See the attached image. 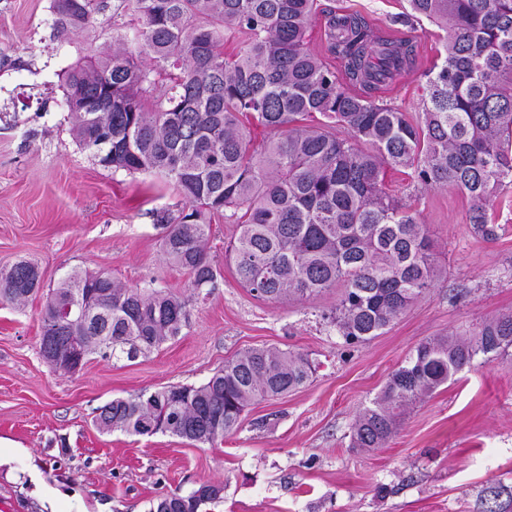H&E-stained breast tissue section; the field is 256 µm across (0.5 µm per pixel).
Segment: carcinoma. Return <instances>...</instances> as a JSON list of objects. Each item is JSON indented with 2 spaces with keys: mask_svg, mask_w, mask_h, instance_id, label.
<instances>
[{
  "mask_svg": "<svg viewBox=\"0 0 512 512\" xmlns=\"http://www.w3.org/2000/svg\"><path fill=\"white\" fill-rule=\"evenodd\" d=\"M407 2L408 18L443 32V54L424 72L416 117L378 96L413 66V45L382 36L359 15L330 10L319 53L310 47L317 0H52L58 33L84 29L108 7L114 19L112 52L63 74L74 137L105 168L170 180L185 207L157 218L163 253L193 290L215 288L208 241L212 217L222 216L236 225L224 259L243 287L269 301L337 288L327 319L347 344L364 343L440 278L417 211L384 190L386 169L465 195L469 223L487 240L498 236L493 198L512 180V0ZM128 11L140 21L136 53L115 23ZM230 39L236 46L226 52ZM108 98L110 112L103 110ZM259 128L265 143L258 150L252 134ZM88 284L107 316L60 315ZM41 290L30 261L0 270L1 303L18 305ZM188 321V301L176 293L74 271L47 290L40 353L58 355L77 337L88 356L132 361L179 336ZM510 348L511 312L464 337L419 344L359 411L352 447H384L405 410L477 356L487 363ZM311 374L303 354L255 347L199 386L115 398L98 408L94 424L213 445L239 427L250 405L303 387ZM222 493L202 483L187 495L157 498L149 512H199Z\"/></svg>",
  "mask_w": 512,
  "mask_h": 512,
  "instance_id": "1",
  "label": "carcinoma"
}]
</instances>
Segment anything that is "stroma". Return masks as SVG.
I'll list each match as a JSON object with an SVG mask.
<instances>
[{
    "instance_id": "stroma-1",
    "label": "stroma",
    "mask_w": 512,
    "mask_h": 512,
    "mask_svg": "<svg viewBox=\"0 0 512 512\" xmlns=\"http://www.w3.org/2000/svg\"><path fill=\"white\" fill-rule=\"evenodd\" d=\"M52 0H0V267L36 263L53 288L73 271L103 272L131 286L169 289L190 300L189 324L133 361L89 357L74 375L41 356L43 299L0 304V512H148L152 499L224 487L205 512H485V490L512 504V349L474 361L402 415L382 448L350 445L359 409L422 342L471 330L512 312V185L494 202L496 240L476 236L469 201L451 189H414L388 172L385 190L414 199L445 278L381 335L348 347L326 318L336 292L263 302L224 259L234 225L212 220L210 254L220 274L211 294L166 262L157 217L181 197L166 178L99 165L72 134L61 75L79 58L112 48V14L55 36ZM310 46L321 50L323 14L350 12L412 40L414 68L389 82L388 103L421 110L423 73L442 43L427 20L404 23L406 0H319ZM276 345L306 355L310 381L246 409L217 445L158 433L99 431L97 408L172 385H201L225 359Z\"/></svg>"
}]
</instances>
